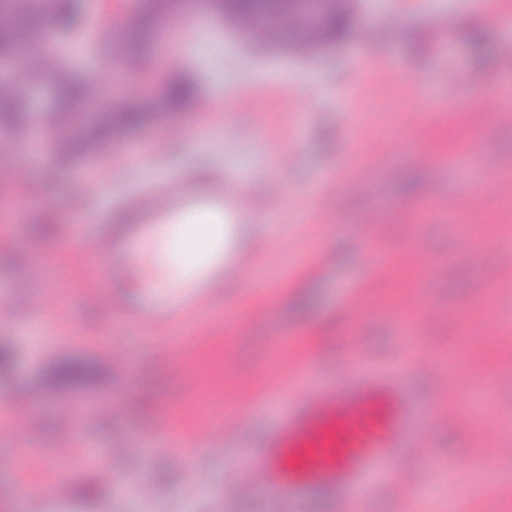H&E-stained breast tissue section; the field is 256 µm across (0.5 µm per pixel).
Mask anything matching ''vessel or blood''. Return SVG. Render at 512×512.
Instances as JSON below:
<instances>
[{"instance_id":"vessel-or-blood-1","label":"vessel or blood","mask_w":512,"mask_h":512,"mask_svg":"<svg viewBox=\"0 0 512 512\" xmlns=\"http://www.w3.org/2000/svg\"><path fill=\"white\" fill-rule=\"evenodd\" d=\"M141 224L113 240L115 267L134 257L133 241L143 226L154 223L158 209L152 194L129 200ZM223 279L196 281L175 305L115 298V305L133 320H147L161 331L197 313L223 292ZM440 404L439 394L425 401L411 397L401 373L359 366L347 377L313 388L285 410L266 437L257 461L267 493L293 500L316 488L349 500L370 482L392 485L402 473L399 451L414 446Z\"/></svg>"}]
</instances>
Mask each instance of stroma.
Returning a JSON list of instances; mask_svg holds the SVG:
<instances>
[{
	"label": "stroma",
	"mask_w": 512,
	"mask_h": 512,
	"mask_svg": "<svg viewBox=\"0 0 512 512\" xmlns=\"http://www.w3.org/2000/svg\"><path fill=\"white\" fill-rule=\"evenodd\" d=\"M347 2L351 35L306 57L255 53L228 21L200 41L187 17L119 82L136 7L88 0L112 22L90 74L114 105L160 90L174 55L197 64L201 104L79 165L0 149V344L14 354L0 399L31 409L23 428L0 427V512L16 482L32 490L27 512H337L320 490L261 492L255 461L279 412L364 362L442 399L420 446L399 453L404 483L364 490L362 512H512V0L494 15L472 0ZM220 86L232 92L221 106ZM200 166L253 188L271 218L253 223L249 263L225 270L223 296L155 341L112 306L142 296L132 267L89 294L108 254L74 214L126 211ZM376 248L390 271L371 272ZM64 361L90 381L57 386ZM166 416L189 438L175 455L158 443ZM87 458L111 460L134 491ZM478 464L500 475L491 496L476 491Z\"/></svg>",
	"instance_id": "stroma-1"
}]
</instances>
